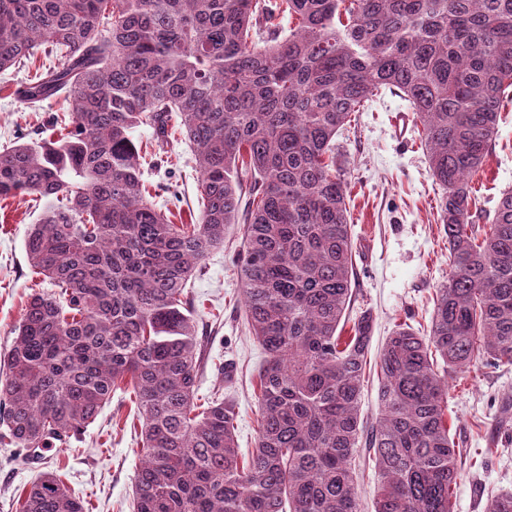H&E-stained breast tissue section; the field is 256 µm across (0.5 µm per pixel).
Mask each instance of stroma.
<instances>
[{
    "label": "stroma",
    "instance_id": "1",
    "mask_svg": "<svg viewBox=\"0 0 512 512\" xmlns=\"http://www.w3.org/2000/svg\"><path fill=\"white\" fill-rule=\"evenodd\" d=\"M44 54L21 71L0 72V148L20 138L37 137L63 106L46 101L32 107L15 91L45 63ZM408 104L388 92L357 113L336 138V168L348 183V208L354 248L350 312H370L372 342L360 418L369 423L379 412V355L395 325L426 330L437 288L448 278V239L438 222L442 190L429 173L420 127L409 122L397 134L395 119ZM169 164L146 174L149 201L169 210L176 224L198 215V174L184 140L168 146ZM512 191V100L501 107L498 133L476 185L478 225H485L502 193ZM44 202L19 196L0 200V359L8 353L25 306L49 284L28 263L25 238L38 223ZM239 225H231L224 244L201 262L189 297L207 365L198 394L222 393L236 414L242 455H250L258 437L259 400L254 386L265 362L261 346L243 324L244 294L236 254ZM512 404V366L474 362L464 378L450 381L451 435L470 457L460 466L453 495L455 512H485L490 494L512 491V434L499 428L504 404ZM134 395L115 391L96 419L67 445L29 461L26 451L0 444V512H16V501L46 471L60 474L86 512H133L132 490L140 447L133 425Z\"/></svg>",
    "mask_w": 512,
    "mask_h": 512
}]
</instances>
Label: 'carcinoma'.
I'll return each mask as SVG.
<instances>
[{
	"label": "carcinoma",
	"instance_id": "cac0c4a2",
	"mask_svg": "<svg viewBox=\"0 0 512 512\" xmlns=\"http://www.w3.org/2000/svg\"><path fill=\"white\" fill-rule=\"evenodd\" d=\"M287 14L298 24L285 30ZM40 48L60 64L20 97L61 98L69 114L0 151V199L47 200L25 252L54 291L30 298L4 360L0 442L37 458L129 379L134 512H359L351 460L372 316L348 315L353 244L335 151L387 89L423 127L452 267L427 333L400 324L382 348L374 512H453L469 452L449 435L448 380L480 358L512 365V192L485 230L471 186L512 87V0H0V72ZM140 126L193 148L195 223H172L145 197V167L163 156L136 143ZM231 224L243 225L245 323L266 354L247 459L224 398L197 404L205 355L187 291ZM18 512L85 506L52 471ZM486 512H512V492Z\"/></svg>",
	"mask_w": 512,
	"mask_h": 512
}]
</instances>
